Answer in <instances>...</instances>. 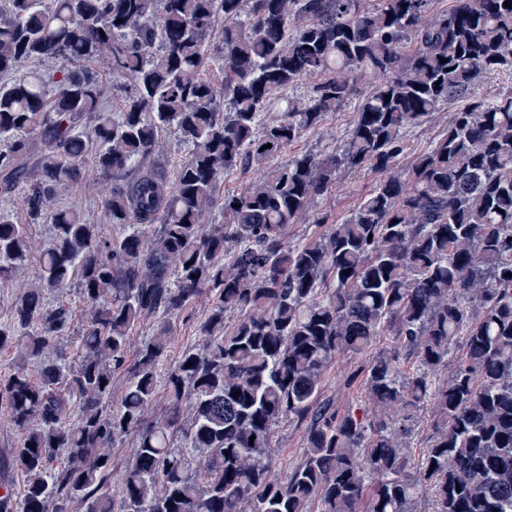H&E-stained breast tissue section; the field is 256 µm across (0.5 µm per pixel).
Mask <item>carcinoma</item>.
I'll return each mask as SVG.
<instances>
[{
    "mask_svg": "<svg viewBox=\"0 0 512 512\" xmlns=\"http://www.w3.org/2000/svg\"><path fill=\"white\" fill-rule=\"evenodd\" d=\"M505 2L0 0V74L14 75L0 84V193L25 200L23 221L0 214V281L26 268L28 225L54 229L0 324V349L19 356L0 367V406L24 477L0 512H416L423 490L433 512H512V84L476 93L512 72ZM32 59L70 67L25 69ZM98 61L116 112L85 69ZM369 74L380 82L359 99ZM306 79V96L288 93ZM355 98L343 150L267 166ZM448 105L439 139L399 168L406 131ZM167 136L186 150L172 175L154 160ZM249 167L266 173L221 192ZM341 168L382 178L330 223L314 210ZM87 171L112 180L103 219L125 236L54 207L55 188ZM215 208L222 222L205 223ZM292 224L327 229L291 242ZM74 282L89 308L76 362L59 349L71 310L44 300ZM205 293L197 342L160 375L168 318ZM146 318L157 328L132 354ZM381 336L391 345L357 370L370 407L323 398L326 367ZM459 343L443 383L402 375L414 358L448 365ZM426 402L432 434L414 465L406 421ZM286 418L308 422L307 448L282 481Z\"/></svg>",
    "mask_w": 512,
    "mask_h": 512,
    "instance_id": "cac0c4a2",
    "label": "carcinoma"
}]
</instances>
